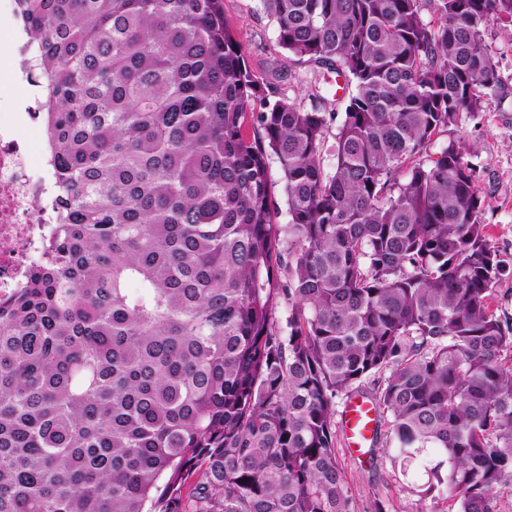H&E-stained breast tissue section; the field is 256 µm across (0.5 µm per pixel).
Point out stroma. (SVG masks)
<instances>
[{
	"label": "stroma",
	"instance_id": "35a3bbf8",
	"mask_svg": "<svg viewBox=\"0 0 512 512\" xmlns=\"http://www.w3.org/2000/svg\"><path fill=\"white\" fill-rule=\"evenodd\" d=\"M224 12L248 64L258 72L282 73L278 88L284 96L307 108L315 105L319 66L296 61L279 46L277 25L260 0H224ZM483 44L497 65L501 89L483 112L463 117L437 144L457 141L476 168L486 237L506 267L488 303L498 317L512 322V36L494 22L484 31ZM336 457L356 512H375L379 501L386 512H453V501L423 500L407 489L389 446L386 421H379L376 443L365 460L350 456L341 433L336 436Z\"/></svg>",
	"mask_w": 512,
	"mask_h": 512
}]
</instances>
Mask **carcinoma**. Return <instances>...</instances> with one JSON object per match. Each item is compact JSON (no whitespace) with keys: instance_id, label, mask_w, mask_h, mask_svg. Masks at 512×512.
I'll use <instances>...</instances> for the list:
<instances>
[{"instance_id":"cac0c4a2","label":"carcinoma","mask_w":512,"mask_h":512,"mask_svg":"<svg viewBox=\"0 0 512 512\" xmlns=\"http://www.w3.org/2000/svg\"><path fill=\"white\" fill-rule=\"evenodd\" d=\"M262 3L352 87L330 165L335 113L251 69L224 0H16L55 221L0 301V512H351L335 400L383 371L420 497L495 512L512 479L505 267L462 148L429 154L497 95L512 0ZM281 172L275 161L270 163V188L272 196L278 203V208L273 212L272 221L275 224L286 225L289 221L288 209L283 194V183L281 180Z\"/></svg>"}]
</instances>
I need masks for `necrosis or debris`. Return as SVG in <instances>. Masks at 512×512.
<instances>
[{"mask_svg":"<svg viewBox=\"0 0 512 512\" xmlns=\"http://www.w3.org/2000/svg\"><path fill=\"white\" fill-rule=\"evenodd\" d=\"M28 42L16 18L14 0H0V70L12 82L0 83V299L14 294L31 272L53 221L51 178L34 161L24 133L27 120L42 111L40 99L19 105L17 82L27 80Z\"/></svg>","mask_w":512,"mask_h":512,"instance_id":"necrosis-or-debris-1","label":"necrosis or debris"}]
</instances>
